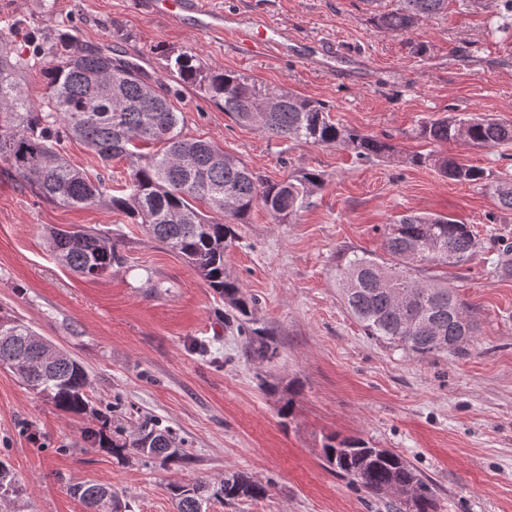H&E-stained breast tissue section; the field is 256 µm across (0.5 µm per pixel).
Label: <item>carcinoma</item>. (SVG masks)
<instances>
[{
    "mask_svg": "<svg viewBox=\"0 0 512 512\" xmlns=\"http://www.w3.org/2000/svg\"><path fill=\"white\" fill-rule=\"evenodd\" d=\"M449 0H396L395 7L376 16L387 30L407 33L425 18L448 9ZM52 57L42 71L47 96L35 106L25 96L23 52L10 47L0 34V162L21 177L40 198L72 207L94 205L108 191L105 179L91 180L60 153L64 139L81 141L107 165L115 158L128 160L125 193L112 197V206L144 224L147 232L188 262L231 308L226 321L237 323L248 336L245 353L270 361L277 347L255 318V299L246 295L228 274L224 252L236 240L233 223L242 222L257 205L278 224L289 222L323 185L321 175L302 172L286 183H272L245 162L215 143L189 138L179 129L183 122L180 88H190L212 102L235 122L250 125L270 136L314 145L348 147L360 159L373 161L390 155L389 143L331 121L329 108L298 94L258 85L242 74L207 68L190 52L167 57L166 68L178 87L158 90V81L126 52L82 43L65 32L42 49ZM418 135L434 144L462 139L478 147L512 143V123L477 113H459L423 123ZM409 162L435 164L449 180L486 187L499 207L512 211V181L487 174L452 157L434 158L415 153ZM232 222H218L211 214ZM51 247L58 262L88 279L104 276L120 260L116 244L96 228H55ZM481 248L468 225L442 215L410 213L385 228V259L348 249L336 265V280L346 309L366 335L418 357L464 351L473 336L468 307L448 283L421 280L415 271L424 262L460 265ZM0 328L18 344L33 335L23 321L0 317ZM0 366L11 370L33 393L50 399L67 413L81 414L88 407L91 381L77 359L42 365L35 356L19 359L14 349L0 347ZM115 428L88 439L115 455L128 452L158 459L163 464L182 462V441L172 431L146 416L138 421L135 437L126 441ZM326 459L336 458L337 472L350 476L369 494L389 486L414 491L412 512H434L429 483L401 455L381 450L366 458L357 441L343 440L323 448ZM99 484L82 482L72 492L86 512H114L102 500ZM224 499H258L264 487L243 474L224 479ZM172 495L177 512H207L203 485H178Z\"/></svg>",
    "mask_w": 512,
    "mask_h": 512,
    "instance_id": "cac0c4a2",
    "label": "carcinoma"
}]
</instances>
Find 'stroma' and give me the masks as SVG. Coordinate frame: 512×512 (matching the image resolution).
I'll return each instance as SVG.
<instances>
[{
    "label": "stroma",
    "instance_id": "35a3bbf8",
    "mask_svg": "<svg viewBox=\"0 0 512 512\" xmlns=\"http://www.w3.org/2000/svg\"><path fill=\"white\" fill-rule=\"evenodd\" d=\"M144 0H0V32L48 38L75 31L90 46H119L174 85L166 58L184 51L208 67L250 76L330 105L333 122L388 139L375 162L352 149L270 139L184 93L183 132L242 158L266 179L322 175L310 207L277 224L254 208L225 254L228 272L257 303L277 358H246L222 298L111 198L84 208L36 197L0 163V317L22 319L87 369L89 408L66 414L0 367V460L23 486L9 512H85L73 484L112 487L126 512H175L173 485L207 483L209 512H405L394 494L371 495L326 463L329 438H351L407 459L433 489L435 512H512V212L481 186L458 183L415 153L435 152L512 176V144L430 145L422 123L481 113L512 121V30L492 23L504 0H449L410 33L374 24L395 0H208L229 34L207 40L188 23L146 13ZM269 22L288 35L281 55L243 57L231 32ZM64 157L110 186L126 161L102 165L75 140ZM467 224L490 242L463 265H438L476 331L464 352L415 357L366 336L336 283L340 253L383 256L387 224L407 212ZM109 232L122 257L89 280L49 249L51 229ZM289 416H281L283 405ZM133 430L148 415L185 441L187 463L120 459L87 441L100 415ZM242 473L258 500H224Z\"/></svg>",
    "mask_w": 512,
    "mask_h": 512
}]
</instances>
